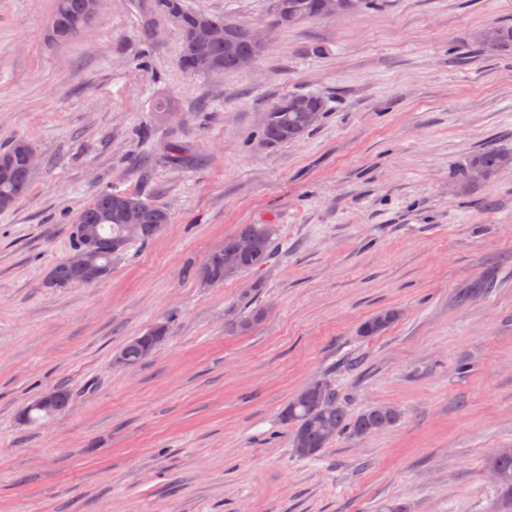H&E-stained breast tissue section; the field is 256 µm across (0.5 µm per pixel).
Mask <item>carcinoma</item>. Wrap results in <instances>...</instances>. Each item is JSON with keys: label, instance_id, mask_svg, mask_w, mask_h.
<instances>
[{"label": "carcinoma", "instance_id": "cac0c4a2", "mask_svg": "<svg viewBox=\"0 0 512 512\" xmlns=\"http://www.w3.org/2000/svg\"><path fill=\"white\" fill-rule=\"evenodd\" d=\"M294 8L304 20L323 18L322 0H291ZM153 9L159 16L169 18L172 13H180L178 22L181 33L179 61L188 72L197 75H218L237 70L235 55L253 53L260 58L257 49V29L242 24L234 31L232 47L222 42H199L193 36L198 18L203 12L185 9L180 0H153ZM100 7L92 5V0H56L50 20V40L54 43L67 42L95 22ZM481 51L498 55L512 52V25L491 24L482 28L475 39ZM325 112L323 99L313 95H290L265 113L260 127L262 139L274 144L296 141L319 123ZM33 149L25 139H16L10 145L0 148V211L15 206L29 191L33 172L27 167V153ZM512 154L501 149L488 147L470 159L462 176V184L471 183V172L481 169L485 179H490L506 169L505 158ZM167 208L143 201L139 195L126 192H102L81 208L71 225L73 247L84 245L81 228L93 229L101 239H112L119 248L100 255V259L112 263L119 259L133 244L147 243L159 235L156 226L170 223ZM252 242V249L243 252L239 249L241 239ZM275 230L271 224H242L237 232L224 239V244L212 250L195 269L194 278L202 281L210 278L224 283L228 278L242 272L260 269L275 255ZM49 279L54 286L63 288L84 283V278L64 260L56 263L49 271ZM262 308L253 309L236 319L235 328L240 332L252 330L265 317ZM154 329L142 336H135L122 348L125 366H136L146 360L142 343L151 338ZM323 396L330 403L321 409L309 401L295 395L280 412V420L291 428L290 445L301 440V447L311 448L314 453L309 458L321 455L338 437L360 438L392 427L399 420L398 410L387 413V406L376 404L352 417L338 401L336 390L325 380H317ZM488 470L499 474L497 486L512 493V452L505 453L499 448L485 460Z\"/></svg>", "mask_w": 512, "mask_h": 512}]
</instances>
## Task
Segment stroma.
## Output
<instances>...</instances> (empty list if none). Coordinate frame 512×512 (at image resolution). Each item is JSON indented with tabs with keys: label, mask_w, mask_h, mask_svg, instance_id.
<instances>
[{
	"label": "stroma",
	"mask_w": 512,
	"mask_h": 512,
	"mask_svg": "<svg viewBox=\"0 0 512 512\" xmlns=\"http://www.w3.org/2000/svg\"><path fill=\"white\" fill-rule=\"evenodd\" d=\"M184 4L271 20L272 0ZM54 5L0 0V147L38 157L0 212V512H503L484 460L512 448V167L460 173L484 147L512 153V55L473 45L512 24V0H379L273 31L253 67L212 76L180 67L153 0H106L59 45ZM294 94L323 98L322 120L264 144V113ZM104 191L171 222L104 280L49 287ZM242 224L274 225L275 257L200 287L193 268ZM247 301L264 321L231 332ZM387 308L398 320L363 336ZM164 321L149 359L116 364ZM317 379L351 414L400 419L297 458L279 413ZM60 387L65 411L21 424Z\"/></svg>",
	"instance_id": "obj_1"
}]
</instances>
